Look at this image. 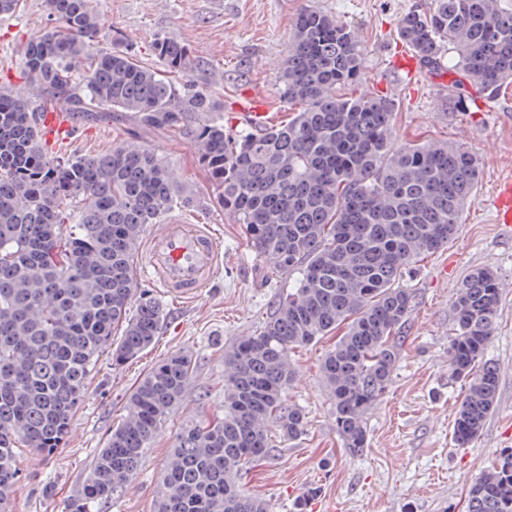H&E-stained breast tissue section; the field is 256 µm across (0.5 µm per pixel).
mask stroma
Returning <instances> with one entry per match:
<instances>
[{
  "mask_svg": "<svg viewBox=\"0 0 512 512\" xmlns=\"http://www.w3.org/2000/svg\"><path fill=\"white\" fill-rule=\"evenodd\" d=\"M430 0H93L103 26L95 45L121 47L154 68L155 40L172 37L185 44L195 69L191 79L214 102V116L227 130L237 128L229 107L245 89L269 103L273 123L292 110L280 95L276 65L288 53L295 19L306 7L349 23L363 48V90L395 105L396 143L448 140L475 153L480 178L462 212L461 228L444 249L414 264L401 280L416 304L405 323L406 341L385 398L368 415L367 442L349 453L336 432L331 395L320 366L332 338L292 353L295 377L287 395L307 418L298 439L278 444L270 458L253 468L245 492L265 498L272 512H465L469 485L503 450L512 449V235L493 219L498 187L512 180V84L487 96L484 109L454 110L450 84L396 73L392 58L401 41L397 21L426 8ZM52 22L43 0H22L12 15L0 16V85H21L22 55L17 43L41 36ZM136 141L158 151L179 179L204 199L171 217L213 225L224 253L211 288L195 301L161 296L144 277L139 290L160 297L165 321L155 344L139 358L113 366L103 352L85 390L64 445L50 456L26 452L22 480L12 492L13 512H68L81 491L89 466L124 415L125 396L160 359L191 351L195 371L182 404L159 429L141 467L122 492L96 512H153L173 441L186 421L215 414L224 404V349L252 335L275 311L297 279L296 273L268 275L251 251L243 225L211 202L212 187L197 160L191 138L170 129L146 128L133 117L109 122L76 120L69 140L46 144L49 155L75 159L111 152L113 144ZM489 268L499 280L500 301L485 361L499 370L495 406L480 435L466 446L453 436L464 384L450 369L448 345L454 334L453 302L467 275ZM318 488L307 498L310 488Z\"/></svg>",
  "mask_w": 512,
  "mask_h": 512,
  "instance_id": "stroma-1",
  "label": "stroma"
}]
</instances>
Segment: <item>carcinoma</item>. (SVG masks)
Segmentation results:
<instances>
[{
    "instance_id": "1",
    "label": "carcinoma",
    "mask_w": 512,
    "mask_h": 512,
    "mask_svg": "<svg viewBox=\"0 0 512 512\" xmlns=\"http://www.w3.org/2000/svg\"><path fill=\"white\" fill-rule=\"evenodd\" d=\"M53 26L28 42L24 87L0 88V512L22 477L26 450L53 453L68 433L86 380L112 330V364L138 358L159 336L160 301L137 292L133 264L149 224L200 197L154 150L126 142L75 160L40 142L41 114L56 104L88 122L123 112L144 127L182 130L224 213L275 273L300 277L253 335L224 350L221 415L177 433L154 512H270L242 480L276 447L304 433L286 391L291 353L337 330L321 372L344 447L362 450L366 416L384 398L415 294L403 271L458 234L479 178L476 156L448 142L397 146L394 105L363 91V52L351 25L308 7L277 65L281 94L300 105L288 122L224 132L211 96L180 83L193 63L174 38L153 43L155 70L130 52L97 50L92 0H45ZM399 39L433 71L446 52L478 89L512 83V0H431L402 15ZM499 304L498 277L471 273L453 309L449 356L465 395L455 440L478 437L494 408L499 372L483 361ZM176 351L129 392L124 418L93 458L70 512H92L137 474L143 455L182 403L195 369ZM467 512H512V449L469 487Z\"/></svg>"
}]
</instances>
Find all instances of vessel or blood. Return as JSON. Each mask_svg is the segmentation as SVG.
I'll return each instance as SVG.
<instances>
[{
    "instance_id": "obj_1",
    "label": "vessel or blood",
    "mask_w": 512,
    "mask_h": 512,
    "mask_svg": "<svg viewBox=\"0 0 512 512\" xmlns=\"http://www.w3.org/2000/svg\"><path fill=\"white\" fill-rule=\"evenodd\" d=\"M234 109L238 123L253 129L270 121L265 99L253 92L242 93ZM41 130L48 140L72 133V117L59 110L44 113ZM493 207L495 223L512 229V181L500 186ZM141 261L156 287L176 299L190 300L210 287L222 252L211 225L171 220L152 225Z\"/></svg>"
}]
</instances>
